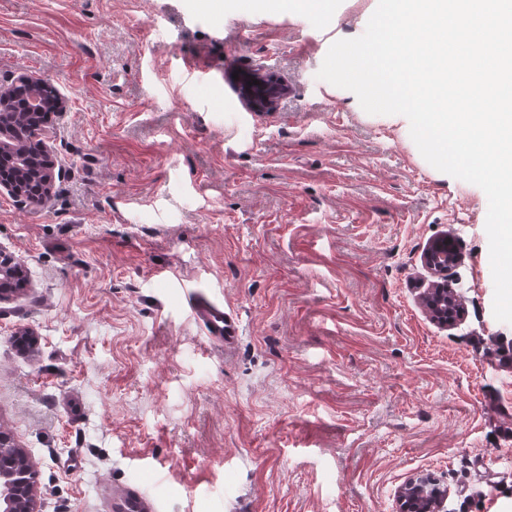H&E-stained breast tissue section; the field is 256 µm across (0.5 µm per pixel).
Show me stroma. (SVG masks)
Returning a JSON list of instances; mask_svg holds the SVG:
<instances>
[{
  "instance_id": "35a3bbf8",
  "label": "stroma",
  "mask_w": 512,
  "mask_h": 512,
  "mask_svg": "<svg viewBox=\"0 0 512 512\" xmlns=\"http://www.w3.org/2000/svg\"><path fill=\"white\" fill-rule=\"evenodd\" d=\"M378 0H0V84L68 103L44 209L0 191V431L38 512H396L408 478L448 512H512V324L492 313L488 199L432 167L409 121L320 80ZM274 76L252 112L236 74ZM465 308L433 322L428 242ZM238 336L208 344L183 285ZM492 461L487 487L484 461ZM15 84H25L29 88L32 89L30 103H32L33 105H37L39 103V100L41 98L43 90H45V89L52 90L57 95V99H56V102H57L56 112H59L58 113L59 117L64 112H66V110H67V102H66V100L58 95V93L55 90L54 86L50 82H48V81H46V80H44L42 78L33 77V76L27 75V74H21V75L17 76V78L15 79ZM42 97H43L44 100L47 101L49 99V97H50V93L46 91L42 95ZM253 80L259 81V84H254ZM243 81L251 90H262V93L259 95H255L254 91L249 94V99L256 111L268 110L270 112L274 110L275 102L283 92L279 87L265 84L254 75H245ZM424 266L435 276H442L448 273V267L455 261L454 252L448 248L447 239H440L431 243L424 251ZM113 512H157L155 500L137 487L112 491Z\"/></svg>"
}]
</instances>
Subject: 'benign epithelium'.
Here are the masks:
<instances>
[{
  "mask_svg": "<svg viewBox=\"0 0 512 512\" xmlns=\"http://www.w3.org/2000/svg\"><path fill=\"white\" fill-rule=\"evenodd\" d=\"M254 75L243 78L245 84L252 89L249 94L252 106L257 111H272L275 102L282 94V90L273 85L259 82L253 83ZM17 84H25L32 89L30 103H39L43 90L54 89V86L42 79L27 74H21L15 79ZM6 102L0 103V155L19 159L17 171L8 181H0V190L6 191L20 203L34 208L45 207L52 199L57 181L62 172L57 160L49 152L44 151V163L36 173L41 183L40 193L30 196L25 192V183L30 172L21 162L23 158L22 141L16 130L11 114L4 111ZM424 266L435 276L448 273V267L455 261L454 252L448 248L445 239L431 243L424 251ZM23 275V268L19 261L10 257H0V277L3 279H18ZM421 301L432 312L434 320L442 325L454 322L455 317L461 313L459 302L452 289L446 283L434 281L420 293ZM399 512H448V487L440 484L431 476H417L402 484L396 493ZM4 512H38L34 495L28 499L11 496L5 499Z\"/></svg>",
  "mask_w": 512,
  "mask_h": 512,
  "instance_id": "1",
  "label": "benign epithelium"
}]
</instances>
